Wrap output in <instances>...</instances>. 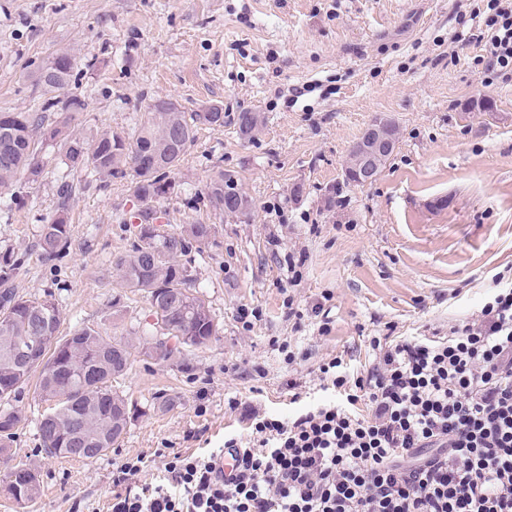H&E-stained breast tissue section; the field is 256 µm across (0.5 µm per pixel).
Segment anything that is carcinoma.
Here are the masks:
<instances>
[{
	"label": "carcinoma",
	"mask_w": 512,
	"mask_h": 512,
	"mask_svg": "<svg viewBox=\"0 0 512 512\" xmlns=\"http://www.w3.org/2000/svg\"><path fill=\"white\" fill-rule=\"evenodd\" d=\"M77 58L61 52L40 69L39 82L48 94L65 92L72 83ZM84 101L70 94L64 113L46 123L42 112L0 113V191L21 175L36 182L44 173V142L58 145L67 173L61 177L57 213L40 225L35 249L42 260L62 259L71 244V224L66 211L74 178L89 173L100 179L129 180L136 201L137 218L151 211L154 223L138 222L128 249L116 256L114 267L124 287L146 299L156 324L132 331L116 341L107 333L83 327L73 335L58 336L60 310L50 293L27 299L15 281L24 255L0 251V461L7 464V491L16 505L26 509L36 500L40 472L31 462H13L9 448L15 428L24 418L12 402L18 399L30 373L31 358H39L40 390L54 402L49 419L39 426L41 447L49 457H64L68 449L87 451V459L104 455L126 433L131 408L112 392L111 382L130 366L132 351L155 365L169 362L171 352L154 356L143 349L147 337L160 329L164 336L184 337L178 356L189 348L206 346L217 335V324L197 286L190 255L212 243V225L185 224L167 232L159 228L160 203L168 198L166 184H174L179 163L194 142L201 125L223 126L224 113L148 107L139 129L130 139L102 129L90 138L71 127L74 113ZM212 209L224 213V172H217L206 186Z\"/></svg>",
	"instance_id": "1"
}]
</instances>
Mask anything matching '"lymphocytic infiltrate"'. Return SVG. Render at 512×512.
Masks as SVG:
<instances>
[{"label":"lymphocytic infiltrate","instance_id":"1","mask_svg":"<svg viewBox=\"0 0 512 512\" xmlns=\"http://www.w3.org/2000/svg\"><path fill=\"white\" fill-rule=\"evenodd\" d=\"M487 67L512 78V0H488ZM478 314L448 338L369 345L353 376L343 360L319 367L337 399L283 418L243 410L252 441L228 435L221 454L174 455L160 484H139L141 461L112 471L110 512H512V281L494 274Z\"/></svg>","mask_w":512,"mask_h":512}]
</instances>
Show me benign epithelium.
Instances as JSON below:
<instances>
[{
  "mask_svg": "<svg viewBox=\"0 0 512 512\" xmlns=\"http://www.w3.org/2000/svg\"><path fill=\"white\" fill-rule=\"evenodd\" d=\"M398 139L395 121L385 116L375 118L348 153L344 165L346 177L360 185L375 182L395 151Z\"/></svg>",
  "mask_w": 512,
  "mask_h": 512,
  "instance_id": "benign-epithelium-1",
  "label": "benign epithelium"
}]
</instances>
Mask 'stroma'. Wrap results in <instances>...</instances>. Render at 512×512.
<instances>
[{"label":"stroma","instance_id":"obj_1","mask_svg":"<svg viewBox=\"0 0 512 512\" xmlns=\"http://www.w3.org/2000/svg\"><path fill=\"white\" fill-rule=\"evenodd\" d=\"M479 4L0 0V112L43 110L38 72L69 49L83 135L132 136L160 97L186 112L224 111L223 126L199 127L161 203L167 229L213 228L195 267L218 334L181 364L132 356L112 389L135 412L94 460L40 452L38 423L50 403L28 382L11 451L41 472L31 512H108L115 464L142 457L140 479L154 484L167 455L197 456L226 435H247L227 397L289 416L328 399L324 361L338 357L360 372L375 358L369 337H444L480 309L492 275L512 268V82L488 71L480 45L457 39L482 25ZM479 98L490 110L474 108ZM243 112L262 120L249 138L238 132ZM46 113L55 120L56 110ZM380 115L396 122L397 148L375 183L347 182L349 150ZM41 156L42 179L16 183L0 207V248L27 255L19 293H52L63 336L92 326L117 339L149 323L145 298L121 288L112 263L131 238L126 180L80 183L68 207L70 251L49 267L32 245L57 210L62 164L54 144ZM221 170L253 199L250 218L210 207L205 185ZM338 194L344 206H330ZM292 250L307 255L295 284L281 261ZM292 307L303 319L289 316ZM244 309L258 319L244 324ZM282 342L298 352L295 362ZM161 395L174 408L157 411Z\"/></svg>","mask_w":512,"mask_h":512}]
</instances>
